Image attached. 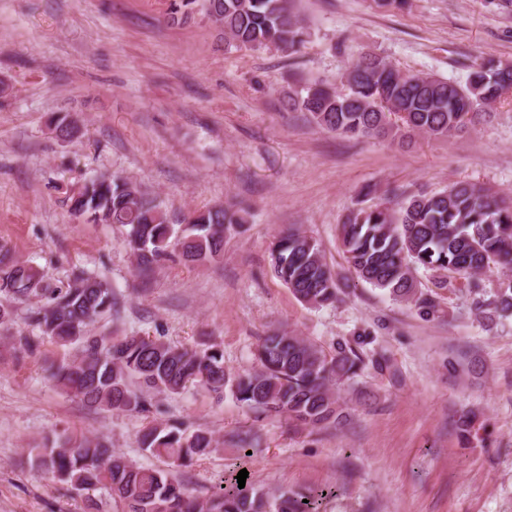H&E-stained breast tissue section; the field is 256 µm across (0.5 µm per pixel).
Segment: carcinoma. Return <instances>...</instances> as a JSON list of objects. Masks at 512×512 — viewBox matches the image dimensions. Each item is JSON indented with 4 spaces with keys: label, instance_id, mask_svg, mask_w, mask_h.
Wrapping results in <instances>:
<instances>
[{
    "label": "carcinoma",
    "instance_id": "cac0c4a2",
    "mask_svg": "<svg viewBox=\"0 0 512 512\" xmlns=\"http://www.w3.org/2000/svg\"><path fill=\"white\" fill-rule=\"evenodd\" d=\"M203 8L224 29L228 43L240 49L293 53L305 41L306 29L291 0H203ZM509 81L512 64L493 59L474 63L461 84L429 74H403L387 58L365 52L347 72L344 91L318 82L291 101L318 127L338 136L404 144L416 136L446 139L476 127L508 99ZM71 210L94 223L121 226L143 272L172 257L184 263L214 259L224 249V233L247 222L244 210L225 204L174 224L160 203L112 174L85 181L80 198L71 200ZM339 240L358 279L427 314L437 304L422 291L419 270L429 274L434 287L446 288L455 278L501 267L508 274L498 280L492 300L477 302L478 310L489 324L512 311V201L485 184L454 182L441 191L414 194L396 208L357 205L339 225ZM269 257L275 276L300 301L322 307L339 300L337 275L322 244L307 232L278 235ZM33 298L36 302L25 316L32 332L6 340L31 354L46 340L79 345L77 357L50 364L55 384L90 408L148 420L139 432V446L163 463L139 465L89 438L41 449L35 466L85 496L86 512H102L101 502L89 496L97 490L119 499L125 512H316L322 498L317 491L271 496L234 482L204 498L196 496L175 472L211 454L217 441L202 428L151 420L153 399L198 384L217 394L229 391L258 415L316 427L339 419L331 387L352 380L364 368L355 349L340 345L328 356L298 336L273 331L258 347V368L232 378L224 370V351L216 344L192 349L148 336L92 335L95 322L120 310L111 286L82 271L66 286L52 288L36 267L1 244L0 324L13 320L14 303Z\"/></svg>",
    "mask_w": 512,
    "mask_h": 512
}]
</instances>
